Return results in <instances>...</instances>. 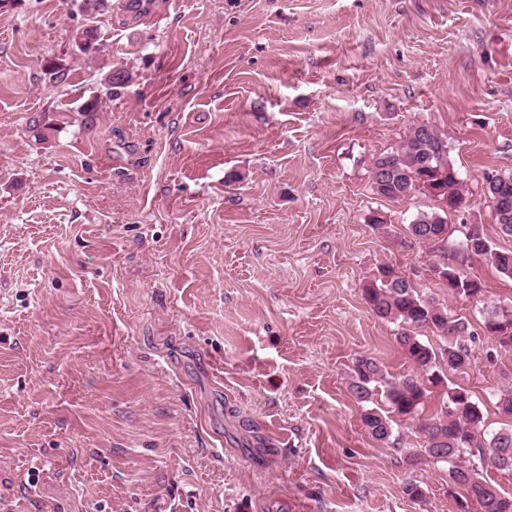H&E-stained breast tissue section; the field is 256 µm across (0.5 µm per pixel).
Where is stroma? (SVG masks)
<instances>
[{"instance_id":"stroma-1","label":"stroma","mask_w":512,"mask_h":512,"mask_svg":"<svg viewBox=\"0 0 512 512\" xmlns=\"http://www.w3.org/2000/svg\"><path fill=\"white\" fill-rule=\"evenodd\" d=\"M85 2L0 0V512H456L348 392L359 356L413 369L362 283L389 265L468 318L445 376L493 431L512 350L407 237L434 199L368 167L437 128L450 243L512 250L486 190L512 175V0Z\"/></svg>"}]
</instances>
